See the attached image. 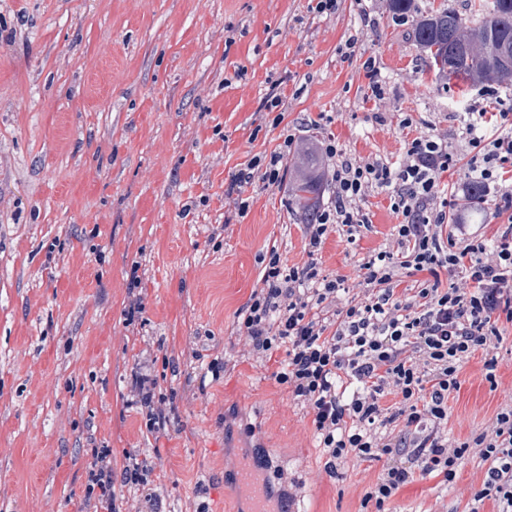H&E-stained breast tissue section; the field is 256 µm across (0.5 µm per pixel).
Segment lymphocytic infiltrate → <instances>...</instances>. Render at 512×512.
Returning <instances> with one entry per match:
<instances>
[{
  "label": "lymphocytic infiltrate",
  "instance_id": "lymphocytic-infiltrate-1",
  "mask_svg": "<svg viewBox=\"0 0 512 512\" xmlns=\"http://www.w3.org/2000/svg\"><path fill=\"white\" fill-rule=\"evenodd\" d=\"M476 96L478 105L463 114L461 151L443 136L417 135L398 161H359L334 138L321 141L334 199L305 227L307 259L287 266L278 247H268L261 286L237 315L251 351H284L272 377L311 415L326 473L338 476L354 461L383 462L362 512H391L416 474L448 484L472 460L484 478L468 512H480L487 500L496 512H512V401L468 438L448 434V399L461 388L464 365L482 354L484 378L497 388L496 351L512 325V108L495 87H478ZM461 168L507 218L493 235L454 221L459 198L443 177ZM371 188L386 193L398 222L392 246L363 259L354 294L347 277L322 275L318 255L329 233L353 245L370 230L360 201ZM406 277L413 287H402ZM156 386L146 374L133 379L152 435L171 422ZM390 394L396 406L384 405ZM147 474L136 464L114 472L111 449H93L85 497L105 512H115L118 484L155 499Z\"/></svg>",
  "mask_w": 512,
  "mask_h": 512
}]
</instances>
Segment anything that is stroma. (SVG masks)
I'll list each match as a JSON object with an SVG mask.
<instances>
[{
  "instance_id": "stroma-1",
  "label": "stroma",
  "mask_w": 512,
  "mask_h": 512,
  "mask_svg": "<svg viewBox=\"0 0 512 512\" xmlns=\"http://www.w3.org/2000/svg\"><path fill=\"white\" fill-rule=\"evenodd\" d=\"M411 32L389 0L321 15L308 0H0V512H94L87 467L105 446L114 470L154 467L158 499L119 487V512H247L227 474L252 448L270 449L304 512H358L382 463L329 477L310 415L237 335L267 247L306 259L292 179L244 185L243 212L226 192L291 133L394 161L409 113L464 149L473 87L436 76ZM370 59L385 81L376 106ZM361 206L372 232L354 249L329 234L322 274L356 278L389 244L385 193ZM134 271L144 310L130 324ZM498 357L494 391L480 358L464 368L448 402L456 438L512 396V334ZM137 372L178 407L164 433L147 435L132 403ZM482 478L474 460L448 486L420 474L394 507L461 510Z\"/></svg>"
}]
</instances>
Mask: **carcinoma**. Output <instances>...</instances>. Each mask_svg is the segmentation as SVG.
Returning <instances> with one entry per match:
<instances>
[{"mask_svg":"<svg viewBox=\"0 0 512 512\" xmlns=\"http://www.w3.org/2000/svg\"><path fill=\"white\" fill-rule=\"evenodd\" d=\"M412 37L443 78L472 83L512 78V56L500 53L502 42L512 46V0L482 3L470 18L442 4L415 21ZM303 164L305 171L295 179L292 192L308 221L315 215L321 189L317 151H307Z\"/></svg>","mask_w":512,"mask_h":512,"instance_id":"1","label":"carcinoma"}]
</instances>
